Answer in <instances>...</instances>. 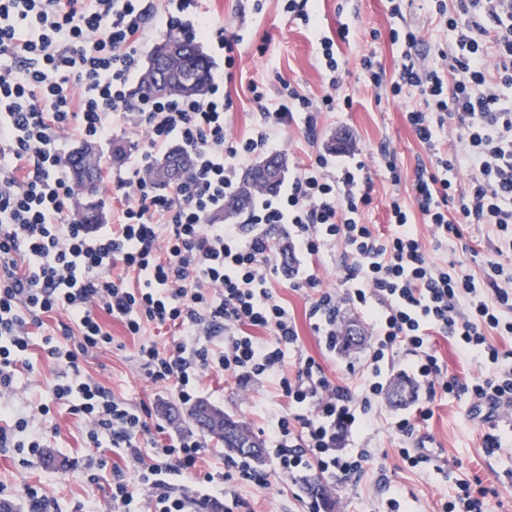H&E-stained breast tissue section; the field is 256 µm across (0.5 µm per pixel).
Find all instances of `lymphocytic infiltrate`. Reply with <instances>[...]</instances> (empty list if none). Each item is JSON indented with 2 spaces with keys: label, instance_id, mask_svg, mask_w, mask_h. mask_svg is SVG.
Returning <instances> with one entry per match:
<instances>
[{
  "label": "lymphocytic infiltrate",
  "instance_id": "1",
  "mask_svg": "<svg viewBox=\"0 0 512 512\" xmlns=\"http://www.w3.org/2000/svg\"><path fill=\"white\" fill-rule=\"evenodd\" d=\"M281 2L316 36L326 90L314 99L282 82L277 109L264 110L260 125L234 139L224 124L230 101L223 83L213 82L204 99L170 94L136 102L131 96L149 23L169 37L208 41L225 70L234 69L240 37L226 34L201 0H0V414H12L6 399L35 329L65 311L59 335L41 339L60 371L53 397L83 419L90 447L112 449L132 465L129 474L112 470V504L121 512L138 490L148 512H185L186 499L172 483L184 474L196 475L202 500L217 512H240L238 486H264L273 475L288 480L313 470L332 483L350 482L372 452L347 449L346 441L380 404L386 367L406 353L425 404L394 422L398 435L411 438L417 422L431 419L437 398L464 395L490 419L485 453L502 448L495 419L512 412V355L487 334L512 335V0H429L430 17L446 39L427 64L414 59L419 31L404 22L402 0H388L387 35L401 63L389 75L368 55L360 75L392 99L416 98L405 118L431 163L417 168L410 201L391 198L386 235L362 220L372 197L355 151L311 157L251 205L243 223L209 220L234 197L239 168L274 150L271 124L302 117L311 139L318 113L351 105L337 51L349 24L336 37L324 36L314 13L297 0ZM118 119L146 135L143 150L111 181L121 216L114 224L80 223L70 211L77 187L62 168L63 147L107 143ZM174 144L191 155L192 169L168 192L156 182L153 161ZM462 170L464 190L454 182ZM418 218L440 243L462 240L473 224L489 227L493 254L481 278L429 261L409 229ZM277 224L289 226L295 256L337 244L346 249L344 295L319 290L309 272L302 282L319 291L308 318L328 351L343 334L342 303L372 312L368 378L359 388L333 381L314 358L301 356L295 318L268 286L278 264L267 230ZM101 311L133 336L147 322L172 328L167 350L143 340L135 357L147 379L173 384L182 401L197 396L208 371L242 389L274 381L289 409L268 416L261 429L273 448V473L243 456L225 457L223 472L198 473L200 438L155 439L149 408L116 398L84 375L83 360L114 345L97 317ZM219 327L224 340L217 344ZM436 333L488 365V373L465 384L450 376L431 343ZM13 416L12 430L0 429V447L40 456L46 439L34 417ZM140 436L145 445H137Z\"/></svg>",
  "mask_w": 512,
  "mask_h": 512
}]
</instances>
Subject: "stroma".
<instances>
[{"label":"stroma","instance_id":"35a3bbf8","mask_svg":"<svg viewBox=\"0 0 512 512\" xmlns=\"http://www.w3.org/2000/svg\"><path fill=\"white\" fill-rule=\"evenodd\" d=\"M263 4L262 12L257 13L252 9V0L208 2L212 17L242 37L240 58L230 86L232 103L224 116L236 139L262 121L251 101V83L262 84L272 100L284 80L312 97L321 95L323 90L319 45L300 22L283 13L280 0H263ZM387 7V0H317L315 8L323 34L335 36L344 23L351 27L347 41L339 43L338 48L347 69L342 92L350 96L353 105L344 112L321 113L311 140L305 137L299 121L274 128L277 149L286 155L288 173L292 176L307 163L309 155L326 151L332 138H345L347 147L359 150L372 184V203L364 220L383 233L389 230L387 205L391 195L409 197L417 164L428 160L404 118L412 100L376 101L374 90L358 78L363 56L373 55L389 74L401 63L398 49L388 38L375 40L370 36L371 30L388 29ZM427 8V0H405L403 9L407 21L421 27L418 58L424 63L432 61L436 45L446 37L441 28L431 23ZM260 46L265 49L261 56L256 53ZM388 147L395 150L403 173L397 185L390 182L384 171L382 152ZM414 229L431 261L452 262L474 277H481L483 260L490 252L486 228L469 227L462 243L443 247L436 245L424 224H415ZM270 286L295 317L303 355L315 358L326 374L339 382L352 387L359 385L365 378L364 341L372 334L370 318L353 305L342 304V323L357 325L364 341L330 353L307 316L314 290L298 286L294 274L284 266L271 278ZM100 320L119 347L84 361V373L133 406L148 404L153 411L152 424L170 423L192 431L188 407L181 404L175 388L145 380L135 358L141 339L161 345L170 340L171 329L152 323L139 338L129 335L124 324L108 314H101ZM433 345L449 375L460 382L483 372L479 360L463 355L451 338L435 336ZM30 363L16 382L12 402L20 412L31 411L42 403L49 405V414L35 419L47 435L48 459L23 465L14 451L0 449V486L6 487L11 497L12 512H26L21 493L28 485L40 487L53 500L55 512H113L111 470H99L96 481L87 478L89 463L110 459L109 450L87 447L81 418L72 414L68 405L54 402L52 387L58 370L40 347H32ZM200 398L241 419L255 432L268 413L288 409L287 399L275 386L260 383L242 390L231 378L213 371L201 379ZM418 405V400L412 399L402 407L388 401L373 407L368 425L353 435L349 445L372 449L374 456L356 481L340 485L330 494L333 512H386V500L393 495L403 501L406 512H436L459 478L480 482L487 489L488 512H512V434L505 435V448L487 455L482 448L486 426L482 416L472 411L467 398L451 397L434 404L432 418L421 422L412 438L400 439L391 428L394 418ZM404 446L424 447L435 457L437 469L405 467L398 454ZM260 469L270 473L268 485H244L238 489L250 512H304L310 496L302 480L274 478V462L269 457Z\"/></svg>","mask_w":512,"mask_h":512}]
</instances>
